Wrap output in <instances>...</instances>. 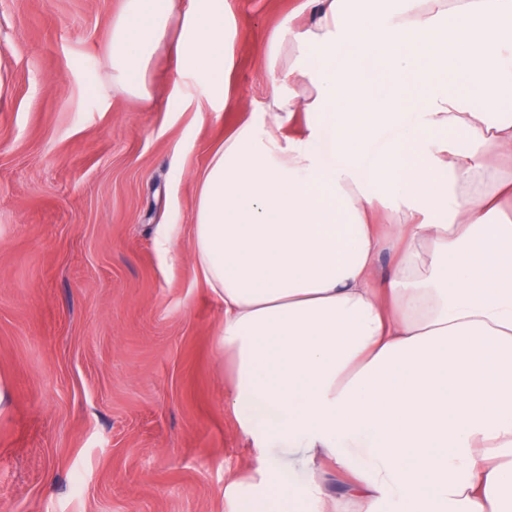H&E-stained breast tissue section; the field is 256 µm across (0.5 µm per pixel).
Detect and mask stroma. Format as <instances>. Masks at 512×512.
<instances>
[{"label": "stroma", "mask_w": 512, "mask_h": 512, "mask_svg": "<svg viewBox=\"0 0 512 512\" xmlns=\"http://www.w3.org/2000/svg\"><path fill=\"white\" fill-rule=\"evenodd\" d=\"M124 0H0V504L6 512H235L269 461L225 398L219 301L195 273L196 178L261 110L302 0H224L226 103L153 58L113 88Z\"/></svg>", "instance_id": "35a3bbf8"}]
</instances>
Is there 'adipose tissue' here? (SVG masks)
<instances>
[{"instance_id": "obj_1", "label": "adipose tissue", "mask_w": 512, "mask_h": 512, "mask_svg": "<svg viewBox=\"0 0 512 512\" xmlns=\"http://www.w3.org/2000/svg\"><path fill=\"white\" fill-rule=\"evenodd\" d=\"M314 2L266 110L199 175L227 401L258 447L313 464L301 483L261 465L239 512H512V282L483 285L512 242V0ZM173 10L125 0L113 85L142 96ZM175 50L222 103L224 0H188Z\"/></svg>"}]
</instances>
